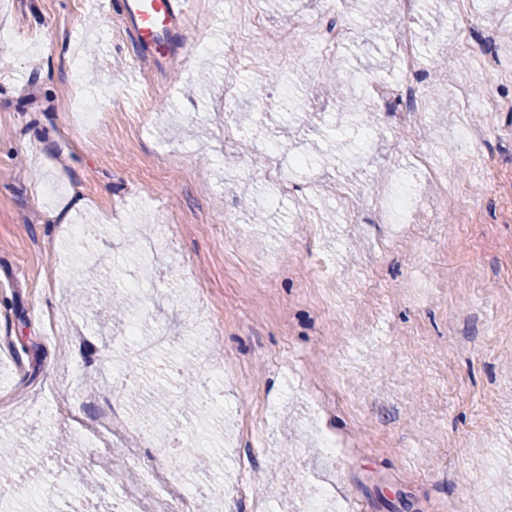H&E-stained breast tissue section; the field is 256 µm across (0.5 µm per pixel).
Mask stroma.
Returning a JSON list of instances; mask_svg holds the SVG:
<instances>
[{
	"label": "stroma",
	"mask_w": 512,
	"mask_h": 512,
	"mask_svg": "<svg viewBox=\"0 0 512 512\" xmlns=\"http://www.w3.org/2000/svg\"><path fill=\"white\" fill-rule=\"evenodd\" d=\"M255 5L271 30L349 28L339 53L370 126H340L335 55L317 43L260 68L267 47L243 37L233 0H191L154 65L100 0H0V382L29 402L0 398V438L23 445L16 482L55 484L63 469L112 512L123 458L57 459L55 437L78 431L55 405L88 424L108 405L139 427L118 391L147 362L174 396L155 429L199 444L206 466L182 478L222 481L219 512H285L316 489L354 512H452L484 475L475 512H512V0H475L467 22L446 0L457 52L420 43L433 90L408 125L403 102L372 90L405 79L398 5L381 34L345 0L329 14L322 0ZM480 24L502 33L491 88ZM229 103L246 117L230 144ZM464 126L490 134L466 148ZM425 142L448 191L404 234L374 199L413 189ZM297 154L312 166L281 189L269 175ZM68 223L89 238L63 246ZM163 224L178 227L172 246L135 267ZM88 253L105 267L84 266ZM107 273L151 300L136 326L94 296L71 307L80 280ZM202 307L218 327L209 350L185 323ZM132 328L169 339L145 354Z\"/></svg>",
	"instance_id": "1"
}]
</instances>
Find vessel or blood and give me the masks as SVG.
Segmentation results:
<instances>
[{
	"mask_svg": "<svg viewBox=\"0 0 512 512\" xmlns=\"http://www.w3.org/2000/svg\"><path fill=\"white\" fill-rule=\"evenodd\" d=\"M189 0H105L104 12L118 10L137 48L141 63L152 62L161 50V40L169 25L182 18Z\"/></svg>",
	"mask_w": 512,
	"mask_h": 512,
	"instance_id": "1",
	"label": "vessel or blood"
}]
</instances>
